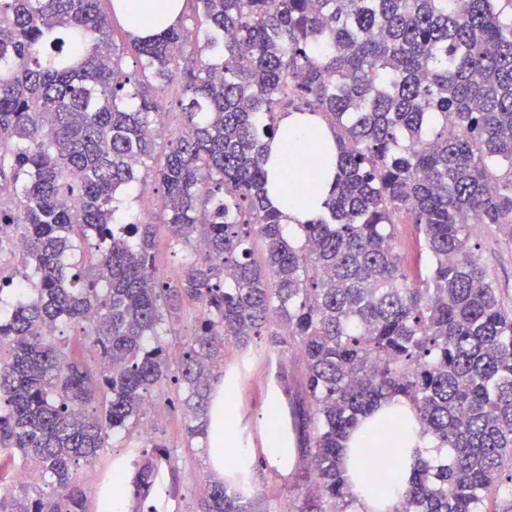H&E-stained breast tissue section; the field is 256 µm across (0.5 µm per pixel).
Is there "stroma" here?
<instances>
[{"mask_svg": "<svg viewBox=\"0 0 512 512\" xmlns=\"http://www.w3.org/2000/svg\"><path fill=\"white\" fill-rule=\"evenodd\" d=\"M162 190L152 185L147 197L150 217L158 226L156 269L163 280L177 278L183 262L182 249L172 242L165 227ZM471 242L486 271L507 304L512 305V240L495 227L477 224ZM253 359L247 368H240V350L234 345L224 348L225 373H237V383L224 407L233 414L231 430L241 447H252L250 428L262 427L263 414L273 394L272 385L285 381L291 394H299L303 369L301 358L294 352L271 345L269 339L251 344ZM182 387L174 379L164 380L152 393V405L131 431L111 432L105 448L93 464L96 476L84 483L88 512H98L102 479L116 461L141 460L143 450L158 443L170 449L174 469H161L157 482L161 495L150 499L155 512H197L198 501L216 475L209 462L204 440L188 441L180 401ZM251 483L255 490L254 512H299L310 481L306 454H299L292 473L275 472L271 465H251Z\"/></svg>", "mask_w": 512, "mask_h": 512, "instance_id": "stroma-1", "label": "stroma"}]
</instances>
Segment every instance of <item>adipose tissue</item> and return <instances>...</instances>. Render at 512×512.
<instances>
[{"mask_svg":"<svg viewBox=\"0 0 512 512\" xmlns=\"http://www.w3.org/2000/svg\"><path fill=\"white\" fill-rule=\"evenodd\" d=\"M112 6L117 13L128 17V26L135 35L145 37L176 25L183 0H112ZM283 125L290 136L274 139L269 145V185H283V173L289 166L295 167L299 180L312 179L317 185L311 194H299L297 200L283 211L285 231L293 236L299 225L312 221L323 212L333 183L332 177L321 176L307 166L300 149L310 141L316 142L322 151L335 150L336 145L315 115L293 112L285 117ZM210 418L209 454L214 471L220 474L224 471V451L232 440L224 427L223 387L213 391ZM384 449L393 454L396 467L393 478L375 494L364 486V471L367 462ZM440 454V449L421 434L407 404L396 402L377 408L351 433L343 457L348 486L356 499L358 512H396L418 459L435 458Z\"/></svg>","mask_w":512,"mask_h":512,"instance_id":"obj_1","label":"adipose tissue"}]
</instances>
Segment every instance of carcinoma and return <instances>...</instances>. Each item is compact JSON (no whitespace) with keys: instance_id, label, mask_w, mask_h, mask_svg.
<instances>
[{"instance_id":"cac0c4a2","label":"carcinoma","mask_w":512,"mask_h":512,"mask_svg":"<svg viewBox=\"0 0 512 512\" xmlns=\"http://www.w3.org/2000/svg\"><path fill=\"white\" fill-rule=\"evenodd\" d=\"M102 0H0V450L32 482L0 512H86L78 479L109 432L134 427L168 377L167 319L200 306L182 344L187 439L207 438L226 338L295 350L306 394L267 420L309 447L301 512H348L351 432L409 404L448 457L420 462L396 512H487L512 502V306L470 246L471 225L512 238V0H185L200 21L127 34L126 69ZM176 85L182 129L153 168ZM291 112L336 142L324 212L284 234L268 145ZM163 188V224L191 248L159 279L157 225L126 195ZM415 225L426 276L406 274L395 226ZM265 242L259 264L249 238ZM79 330L92 370L57 339ZM171 452L154 446L112 489L145 502ZM250 465L214 481L200 512H252Z\"/></svg>"}]
</instances>
